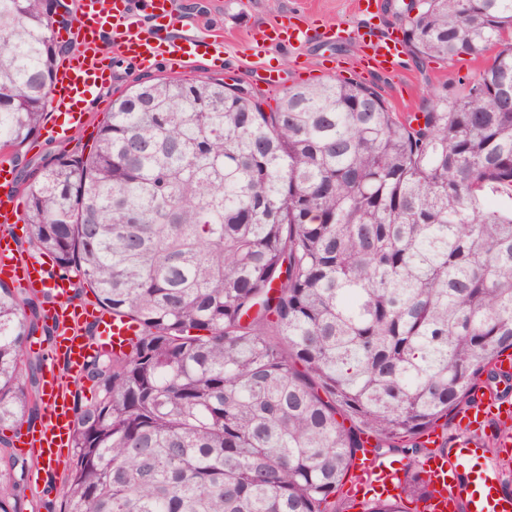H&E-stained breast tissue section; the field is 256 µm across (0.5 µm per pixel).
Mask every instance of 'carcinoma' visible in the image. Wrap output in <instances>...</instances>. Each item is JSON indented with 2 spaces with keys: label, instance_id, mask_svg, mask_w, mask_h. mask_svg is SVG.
Returning <instances> with one entry per match:
<instances>
[{
  "label": "carcinoma",
  "instance_id": "1",
  "mask_svg": "<svg viewBox=\"0 0 512 512\" xmlns=\"http://www.w3.org/2000/svg\"><path fill=\"white\" fill-rule=\"evenodd\" d=\"M396 16L421 60L497 52L408 115L340 78L269 112L222 78L141 82L24 183L29 247L138 328L73 380L60 512H336L368 438L415 472L421 437L509 378L512 0ZM57 67L49 0H0L1 150L39 136ZM42 319L0 281V425L39 415ZM11 447L0 512H21Z\"/></svg>",
  "mask_w": 512,
  "mask_h": 512
}]
</instances>
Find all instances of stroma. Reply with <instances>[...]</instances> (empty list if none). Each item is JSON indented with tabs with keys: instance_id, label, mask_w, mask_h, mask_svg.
I'll return each mask as SVG.
<instances>
[{
	"instance_id": "1",
	"label": "stroma",
	"mask_w": 512,
	"mask_h": 512,
	"mask_svg": "<svg viewBox=\"0 0 512 512\" xmlns=\"http://www.w3.org/2000/svg\"><path fill=\"white\" fill-rule=\"evenodd\" d=\"M176 26L200 38L215 37L224 42V62L216 64L210 55L199 56L184 68L171 67L166 59L139 66L105 47L104 58L112 70V81L104 88L99 103L88 109L87 126L71 132L60 140L42 132L36 141L26 143L19 152L13 169L16 177L26 178L35 173L42 162L69 153L76 147L92 145L100 127L108 120L114 99L128 92L139 82L162 77L201 79L233 77L262 92L269 106H276L286 87L306 82L309 75L319 80L342 78L377 90L390 110L421 112L427 106L429 93L442 88L449 78L472 79L483 68L481 58L462 56L448 62L434 59L419 62L411 51H404L397 75L360 74L356 61L358 45L352 41L325 43L313 40L284 51L272 46L257 54L251 49L254 28L277 22H295L299 26L342 24L356 26L360 21L353 0H175ZM277 68L281 75L279 87L258 82L256 73L262 68ZM38 470L50 476L47 489L37 488L32 479H24L17 489L22 512H59V489L68 468L55 463L41 462Z\"/></svg>"
}]
</instances>
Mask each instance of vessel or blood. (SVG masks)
Listing matches in <instances>:
<instances>
[{
    "label": "vessel or blood",
    "instance_id": "vessel-or-blood-1",
    "mask_svg": "<svg viewBox=\"0 0 512 512\" xmlns=\"http://www.w3.org/2000/svg\"><path fill=\"white\" fill-rule=\"evenodd\" d=\"M155 18L151 29H142L135 19L136 12ZM174 0H77L76 17L71 30L79 39L75 57L63 60L51 90L54 112L52 132L61 139L71 130L86 123L85 104L95 101L111 81V71L100 56L104 36H111L112 47L118 54L146 63L164 56L190 64L199 54L200 44L188 33H175L171 24ZM316 38L335 42L356 41L359 47L357 66L361 72L392 74L398 68L403 49L394 34H385L372 27L351 30L327 27L308 29L283 28L273 25L255 30L257 48L269 45L291 47L295 43ZM20 207V195L15 188V175L10 164L0 163V223H14ZM0 275L16 277L28 287L50 289L57 304L48 311L50 320L60 325L59 339L46 370L50 375L44 385L48 423L45 428L31 431L27 444L45 459H53L58 448L67 446L72 429L74 397L66 381L77 374L85 358L87 344L82 328L95 327L100 343L120 345L130 335L129 329L111 314L92 313L77 305L70 281L53 276L39 260L20 259L9 232L0 233ZM496 425L499 428L494 444L512 447V401L478 395L475 404L466 406L458 417L463 431L452 448L442 456L427 459L420 471L427 486L420 512H512V490L507 489L498 470L480 462L473 438L474 432ZM402 466L395 461L375 457L365 452L353 462L350 496L363 489L385 499L400 495Z\"/></svg>",
    "mask_w": 512,
    "mask_h": 512
}]
</instances>
